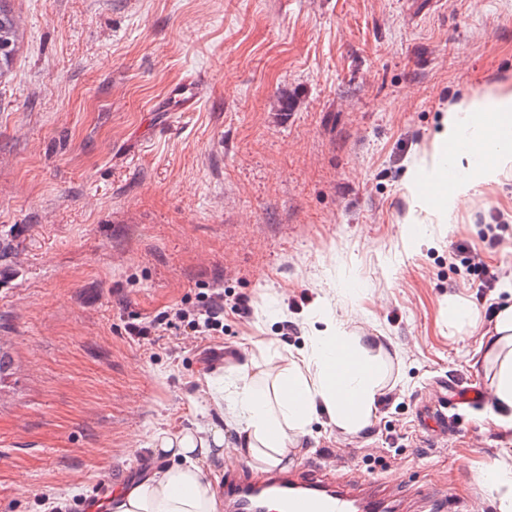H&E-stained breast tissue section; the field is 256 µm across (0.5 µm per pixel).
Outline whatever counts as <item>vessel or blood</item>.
<instances>
[{
  "label": "vessel or blood",
  "mask_w": 512,
  "mask_h": 512,
  "mask_svg": "<svg viewBox=\"0 0 512 512\" xmlns=\"http://www.w3.org/2000/svg\"><path fill=\"white\" fill-rule=\"evenodd\" d=\"M172 94L181 111H194L203 96L200 77L182 83ZM219 491L229 512H257L262 492L272 496L271 512H395L394 505L379 498L373 487L336 486L323 471L302 466L274 474L259 487L252 481L250 467L234 462L225 467Z\"/></svg>",
  "instance_id": "b4317fda"
}]
</instances>
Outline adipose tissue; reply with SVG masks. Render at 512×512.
Listing matches in <instances>:
<instances>
[{
  "mask_svg": "<svg viewBox=\"0 0 512 512\" xmlns=\"http://www.w3.org/2000/svg\"><path fill=\"white\" fill-rule=\"evenodd\" d=\"M512 112V88L473 94L462 99L444 120L442 139L461 143L456 153H434L436 181L455 169L454 197L468 194L480 181L495 179L512 166V146L499 134L501 115ZM505 298L496 313L489 350L503 360L494 381V403L501 423L512 424V281L500 286ZM232 383L205 377L202 418L173 432L154 428L148 445L170 459L119 494L114 512H223L217 481L204 464L223 455L224 431L233 429L236 455L255 468L282 467L319 415L340 431L356 433L370 426L377 412L383 377L372 342L346 335L342 324L327 323L312 330L302 351L280 365L256 364L237 368Z\"/></svg>",
  "mask_w": 512,
  "mask_h": 512,
  "instance_id": "1",
  "label": "adipose tissue"
}]
</instances>
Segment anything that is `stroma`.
Listing matches in <instances>:
<instances>
[{
  "mask_svg": "<svg viewBox=\"0 0 512 512\" xmlns=\"http://www.w3.org/2000/svg\"><path fill=\"white\" fill-rule=\"evenodd\" d=\"M0 79V512H84L114 472L166 464L150 427L198 417L200 380L297 354L313 321L373 336L388 376L368 428L320 418L294 460L448 512H499L495 405L444 438L422 410L491 390L480 350L512 278V168L456 205L414 184L461 98L512 85V0H11ZM195 111L161 112L189 72ZM224 295V328L129 336ZM249 312L237 315L239 302ZM479 316L457 320L455 306ZM9 2L0 1V34L3 31L9 33L8 39L4 41L7 44L0 45V78L10 74L18 50V22Z\"/></svg>",
  "mask_w": 512,
  "mask_h": 512,
  "instance_id": "obj_1",
  "label": "stroma"
}]
</instances>
